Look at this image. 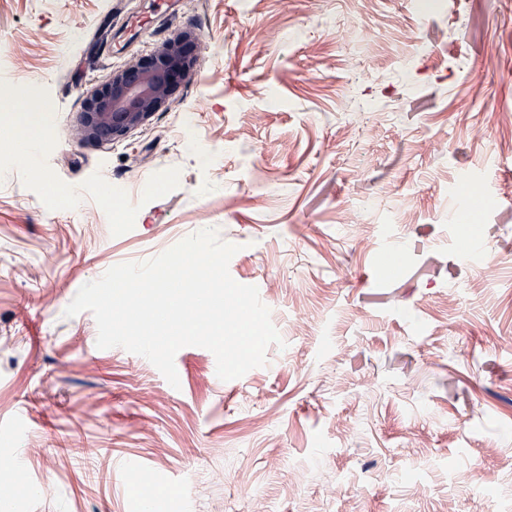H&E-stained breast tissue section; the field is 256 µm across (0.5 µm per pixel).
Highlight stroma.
I'll list each match as a JSON object with an SVG mask.
<instances>
[{"label": "stroma", "instance_id": "obj_1", "mask_svg": "<svg viewBox=\"0 0 512 512\" xmlns=\"http://www.w3.org/2000/svg\"><path fill=\"white\" fill-rule=\"evenodd\" d=\"M173 3L134 36L116 0H0V83L57 106L27 162L0 160V455L54 488L15 512H141L128 458L161 512H512V0ZM188 27L199 64L169 112L78 145L84 98ZM187 110L192 154L171 120ZM474 177L468 208L448 186ZM110 191L133 214L118 233ZM207 228L271 310L265 366L223 381L188 346L175 388L97 348L91 312L66 316L110 267ZM65 437L100 449L97 480L54 458Z\"/></svg>", "mask_w": 512, "mask_h": 512}]
</instances>
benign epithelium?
Masks as SVG:
<instances>
[{"mask_svg": "<svg viewBox=\"0 0 512 512\" xmlns=\"http://www.w3.org/2000/svg\"><path fill=\"white\" fill-rule=\"evenodd\" d=\"M201 45L202 34L187 28L157 44L149 58L113 70L87 96L74 139L81 146L120 140L168 111L178 85L192 78Z\"/></svg>", "mask_w": 512, "mask_h": 512, "instance_id": "7a95c632", "label": "benign epithelium"}]
</instances>
